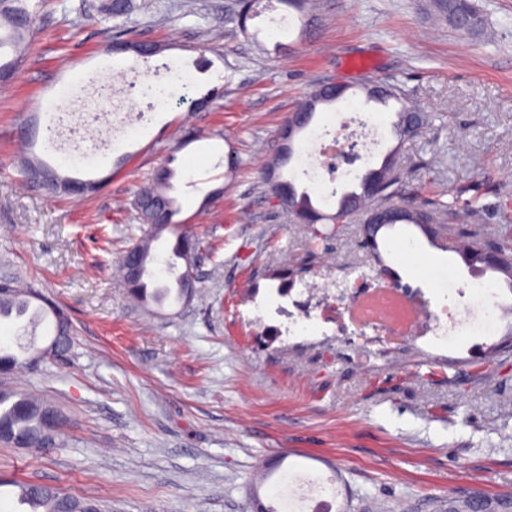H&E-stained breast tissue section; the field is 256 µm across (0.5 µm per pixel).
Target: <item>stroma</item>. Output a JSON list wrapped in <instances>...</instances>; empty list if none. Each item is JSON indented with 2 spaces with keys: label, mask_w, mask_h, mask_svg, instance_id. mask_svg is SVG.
<instances>
[{
  "label": "stroma",
  "mask_w": 512,
  "mask_h": 512,
  "mask_svg": "<svg viewBox=\"0 0 512 512\" xmlns=\"http://www.w3.org/2000/svg\"><path fill=\"white\" fill-rule=\"evenodd\" d=\"M99 2L40 0L29 53L0 86V279L33 283L74 329L68 361L4 378L63 410V442L46 452L0 445V474L103 500L107 512H251L255 497L291 512L287 482L300 472L335 477L336 512H446L471 489L512 498V330L385 353L318 327L281 335L288 299L274 275L308 241L262 179L297 102L325 81L355 85L371 73L403 86L433 127L400 145L393 112L363 97L320 109L285 169L296 186L334 211L306 152L356 116L378 132L371 162L399 147L425 195L462 187L457 208L478 207L495 231L512 226V0H473L486 25L469 34L437 20L428 0H318L307 36L294 14L280 34L265 15L239 25L237 0H135L118 20ZM120 27L162 51L146 63L112 55L106 43ZM141 76L166 96L140 103L144 121L107 147L112 108L95 87ZM211 90L207 109L179 100ZM34 114L63 130L97 118L81 150L43 136L35 146L63 173L99 181L97 191L26 184L19 132ZM231 151L241 160L232 172ZM168 161L180 218L200 243L199 280L190 301L147 309L118 263L144 230L129 203ZM361 235L359 222L341 225L332 269L362 261ZM379 242L403 287L430 296L472 279L414 226ZM275 458L280 468L261 480Z\"/></svg>",
  "instance_id": "35a3bbf8"
}]
</instances>
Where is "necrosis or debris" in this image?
Here are the masks:
<instances>
[{"label":"necrosis or debris","instance_id":"4bbe7bcc","mask_svg":"<svg viewBox=\"0 0 512 512\" xmlns=\"http://www.w3.org/2000/svg\"><path fill=\"white\" fill-rule=\"evenodd\" d=\"M375 128L354 121L337 132L321 137L320 160L313 176L321 182L335 181L339 164L360 161V148L371 147ZM472 292L471 302H463L464 292ZM292 328L305 327L313 311L334 310L333 333L361 336L367 345L383 351L393 344L431 343L455 336L490 332L493 324L512 319V304L478 280L463 288H449L439 299L397 285L396 277L370 272L339 278L327 272L317 282L305 286L292 300ZM295 512H335L336 486L329 475H295L290 489Z\"/></svg>","mask_w":512,"mask_h":512}]
</instances>
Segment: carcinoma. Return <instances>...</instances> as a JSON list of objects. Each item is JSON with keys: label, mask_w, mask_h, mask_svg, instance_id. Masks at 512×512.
<instances>
[{"label": "carcinoma", "mask_w": 512, "mask_h": 512, "mask_svg": "<svg viewBox=\"0 0 512 512\" xmlns=\"http://www.w3.org/2000/svg\"><path fill=\"white\" fill-rule=\"evenodd\" d=\"M285 10L294 11L302 21L303 29H308L315 22L309 15V0H275ZM132 0H107L101 11L114 18L129 14ZM430 7L448 24L463 13L477 14L471 0H431ZM34 10L30 0H0V50L8 48L13 58L0 62V70L14 73L18 59L27 46ZM112 43L118 53L132 52L147 61L161 51V45L124 37L118 32L112 36ZM366 101L383 106L395 101L400 108L395 112L392 132L398 144L407 140L404 133V118L409 107L405 90L396 84L367 79L359 86ZM398 149L386 154L377 168H371L360 178L359 190L353 196L341 195L333 213H326L315 206L311 195L303 190L294 192L287 200V210L293 217L306 219L309 228V248L305 257L288 270V276H277L281 287L304 280V275L319 263L330 241L338 233V226L346 224L353 218L361 217L363 238L362 248L367 250L376 262H381L378 235L393 224L373 226L367 220L376 212L400 216V223L417 227L428 239L456 253L471 272L484 274L488 271L504 275V281L512 292V235L499 234L477 238L474 222L479 211L473 207L459 211L452 204L441 200L427 198L418 190L411 188V178L402 171L397 161ZM293 153H279L264 172L270 190H275L274 182L292 184L283 177V168L291 161ZM172 160L156 168L150 174L146 184L139 190L132 201L140 223L147 226L144 236L132 242L126 252H136L141 256L145 271L138 281L128 278L125 264H120L125 285L137 302L147 306L160 304L170 294H175L182 302L187 292L195 288H186L180 278H175V287L151 286L153 272L150 265L154 262L151 244L168 234L171 236V261L168 270L176 268V261L183 264H197L198 242L189 234L182 221L177 219L180 206L174 190L173 180L176 176L170 167ZM25 181L30 175L39 176L40 185L53 193L67 195L65 186L74 178L46 164L33 152L23 156L18 164ZM28 317V322L40 325L48 318H53L52 339L61 343L60 351L48 356L55 359L67 357L73 347L72 330L68 317L53 301L46 298L36 288L24 286L14 280L0 282V319L14 318L20 320ZM41 353L35 344L19 347L15 353L0 348V373L10 374L25 369L31 370L48 357ZM65 419L60 409L49 401L10 386L0 387V442L10 446L35 448L43 443L53 446L62 442V425ZM9 486L15 489L18 500L27 503L31 512H102L97 503L62 493L53 486H37L20 479L0 478V488Z\"/></svg>", "instance_id": "1"}]
</instances>
